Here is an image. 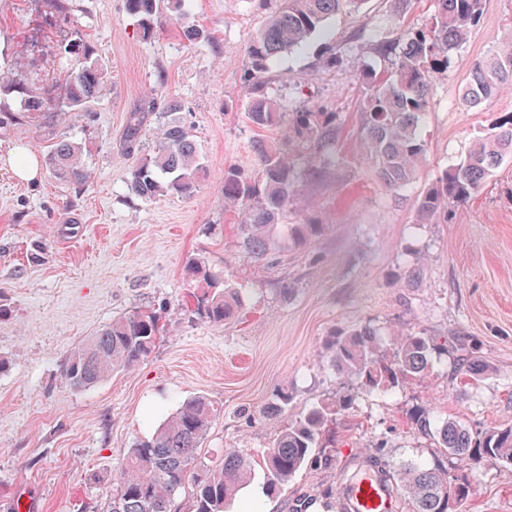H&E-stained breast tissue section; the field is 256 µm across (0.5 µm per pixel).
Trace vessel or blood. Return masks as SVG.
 I'll return each instance as SVG.
<instances>
[{"instance_id":"1","label":"vessel or blood","mask_w":512,"mask_h":512,"mask_svg":"<svg viewBox=\"0 0 512 512\" xmlns=\"http://www.w3.org/2000/svg\"><path fill=\"white\" fill-rule=\"evenodd\" d=\"M338 512H397L398 494L392 482L374 471L367 456L359 455L340 476Z\"/></svg>"}]
</instances>
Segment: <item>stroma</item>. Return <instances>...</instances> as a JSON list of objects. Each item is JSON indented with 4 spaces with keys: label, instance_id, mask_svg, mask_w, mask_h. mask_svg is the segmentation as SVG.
Here are the masks:
<instances>
[{
    "label": "stroma",
    "instance_id": "obj_1",
    "mask_svg": "<svg viewBox=\"0 0 512 512\" xmlns=\"http://www.w3.org/2000/svg\"><path fill=\"white\" fill-rule=\"evenodd\" d=\"M0 0V69L20 64L45 102L39 124L0 121V512H103L134 443L185 399L205 395L222 408L200 457L219 465L241 451L252 476L224 512H336L339 475L359 453L390 463L445 464L434 436L418 432L416 411L471 430L512 424V161L503 162L444 224L416 221L415 200L445 168L462 161L472 139L497 116L512 113V88L478 108L460 101L471 64L512 32V0H485L479 23L449 71L433 85L423 136L424 165L415 183L391 192L380 183L360 136L362 88L355 63L327 68L322 57L355 43L361 60L384 66L369 39L416 26L433 0H415L404 15L393 0H367L362 11L330 18L304 50L282 54L259 91L282 111L332 112L335 158L320 165L296 147L293 192L269 264L242 245L243 211L224 204V170L261 173L257 140H280L285 126L260 129L246 114L254 91L243 80L247 48L265 11L258 0H191L144 37L125 0ZM193 25L210 42H188ZM94 45L108 79L92 110L61 113L62 42ZM176 98L177 112L150 113L137 151L124 144L127 118L148 100ZM195 136L204 171L192 198L146 201L127 181L150 154L163 123ZM80 144L90 178L56 179L45 167L50 143ZM41 167L19 178L22 153ZM290 224L323 230L306 248L286 241ZM199 258L239 288L233 320L197 318L185 275ZM419 276H411L412 268ZM294 291L283 296V283ZM156 312L164 332L136 366L80 390L63 377L71 350L118 317ZM373 326L384 350L398 333H423L445 350L429 370L388 393H358L331 364L335 331ZM466 341L489 366L477 379L455 372V343ZM292 400L280 419L258 412L278 386ZM353 392V409L332 425L330 460L298 472L281 494L266 491L264 458L280 422L311 405ZM462 512H512V466L485 465Z\"/></svg>",
    "mask_w": 512,
    "mask_h": 512
}]
</instances>
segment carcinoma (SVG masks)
<instances>
[{
  "label": "carcinoma",
  "mask_w": 512,
  "mask_h": 512,
  "mask_svg": "<svg viewBox=\"0 0 512 512\" xmlns=\"http://www.w3.org/2000/svg\"><path fill=\"white\" fill-rule=\"evenodd\" d=\"M185 0H126L128 12L137 17L143 34L153 33L166 9L181 10ZM269 5L266 17L247 49L244 73L256 92L247 106V117L256 126L280 125V104L260 92L263 75L284 53L302 50L325 22L342 12H356L365 0H260ZM483 0H435L434 11L413 28L391 40L380 42L388 66L376 70L360 64L358 79L366 96L361 112V141L376 168L383 187L397 192L412 185L426 157V142L420 133L434 78L448 72L453 52L464 44L482 14ZM104 70L87 43L77 44L70 55V69L64 86V99L72 111H85L99 98ZM0 85L21 91L23 115L37 122L44 103L31 94L27 73L19 65L0 72ZM512 87V35L484 58L471 64L461 100L469 107H480L502 90ZM177 112L178 100H151L147 110ZM145 110V111H147ZM145 111L132 112L126 125V143L132 148L141 137ZM336 124L334 112H291L288 114L289 142L312 145L322 155L329 154ZM262 166L258 179L246 176L236 167L224 170V203L246 212L243 245L258 261L275 249L271 228L284 212L293 187L294 169L288 149L258 140L254 145ZM512 157V113L496 118L476 136L464 160L441 172L416 201L420 224L448 223V206L466 203L481 183ZM46 165L58 179L84 183L89 178L81 147L66 137L55 141ZM203 171L194 135L184 125H162L152 154L143 158L130 173V194L154 200L161 196L191 198ZM323 229L321 224H290L287 237L292 246L304 248ZM193 286L194 313L209 324L219 325L236 317L241 305L238 292L211 270L194 259L186 266ZM162 333L160 319L150 310L120 317L77 345L66 357L62 374L78 389H89L112 375L131 368L148 357ZM393 358L385 357L378 334L361 328L339 331L327 344L332 366L355 378L359 388L387 392L421 376L430 366L434 351L429 338L421 334L397 335ZM456 372L474 377L488 371V365L474 351L460 344ZM291 400L288 387L281 385L263 409L266 417L279 416ZM353 395L336 403H320L305 414L282 425L266 453L268 493L277 495L289 480L310 464L318 463L313 449L322 447L333 417L351 407ZM222 407L205 395L190 397L154 433L131 449L124 477L113 490L104 512H177V496L190 490L191 512H224L226 501L251 476L248 459L233 450L224 453L223 462L209 468L198 458V450ZM415 429L435 433L437 444L454 471L427 467L417 462L400 464L397 475L411 501L410 512H456L478 483L477 471L465 462L512 464V426L490 427L472 433L461 424L446 421L436 427L422 411L412 417Z\"/></svg>",
  "instance_id": "1"
}]
</instances>
